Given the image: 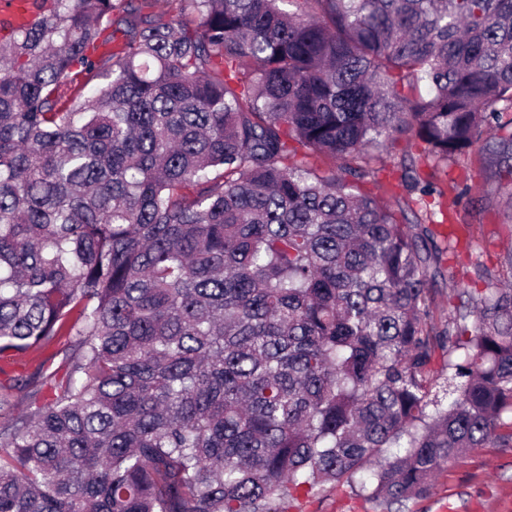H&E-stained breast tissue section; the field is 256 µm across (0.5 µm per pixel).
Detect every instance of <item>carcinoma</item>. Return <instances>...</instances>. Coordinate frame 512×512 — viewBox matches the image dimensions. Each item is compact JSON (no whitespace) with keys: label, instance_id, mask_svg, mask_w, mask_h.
<instances>
[{"label":"carcinoma","instance_id":"1","mask_svg":"<svg viewBox=\"0 0 512 512\" xmlns=\"http://www.w3.org/2000/svg\"><path fill=\"white\" fill-rule=\"evenodd\" d=\"M155 2L0 40V355L74 347L0 383V512H404L512 441V249L444 276L420 174L512 210V0ZM399 161V152L393 155L383 154L382 160L372 165L381 171L375 174V178H368L364 185L366 191L381 196L391 206H396L401 197L407 196L403 187L398 186V172H396V169ZM299 510L294 512H381L373 509L371 504H366L355 499L346 492L331 491L320 498L310 499L309 502L302 500Z\"/></svg>","mask_w":512,"mask_h":512}]
</instances>
